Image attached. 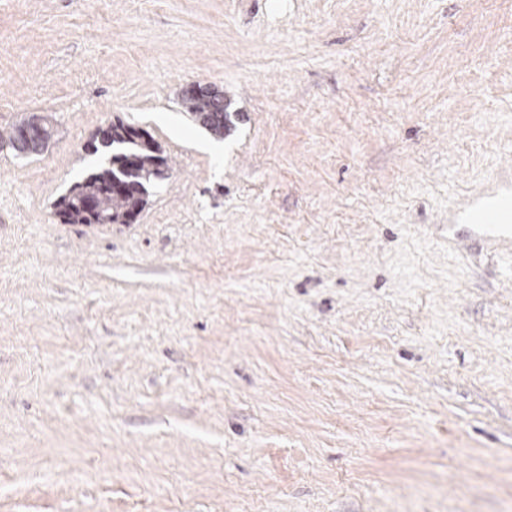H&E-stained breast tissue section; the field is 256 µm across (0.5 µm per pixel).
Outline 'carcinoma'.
<instances>
[{
    "label": "carcinoma",
    "instance_id": "1",
    "mask_svg": "<svg viewBox=\"0 0 512 512\" xmlns=\"http://www.w3.org/2000/svg\"><path fill=\"white\" fill-rule=\"evenodd\" d=\"M187 114L217 137L230 129L232 113L226 111L224 100L203 90L190 89L182 94ZM34 128L30 137L24 134ZM54 128L46 117L30 116L6 132H0V144H5L18 156L37 155L51 141ZM94 151L103 148L110 153L101 165L83 181L75 183L55 203L56 215L64 224H125L129 221L128 201L117 185L148 188L157 181L160 170L169 169L153 140L142 130L116 123L98 132Z\"/></svg>",
    "mask_w": 512,
    "mask_h": 512
}]
</instances>
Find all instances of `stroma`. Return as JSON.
Masks as SVG:
<instances>
[{"label": "stroma", "instance_id": "obj_1", "mask_svg": "<svg viewBox=\"0 0 512 512\" xmlns=\"http://www.w3.org/2000/svg\"><path fill=\"white\" fill-rule=\"evenodd\" d=\"M238 112L216 137L193 85ZM0 512H512V0H0ZM131 224L56 201L115 122ZM27 127H35L34 134L30 137V131L24 130ZM54 135V128L47 117L30 116L24 118L6 132H0V144H5L18 156L37 155L51 141ZM142 133L120 122L98 132L99 146L107 152L112 149V153L106 164L75 183L55 203L56 215L62 223L128 224L129 204L122 193L112 189L116 185L128 186L120 191L129 195L131 206L137 202L140 192L130 187H144L139 200V210L142 209L148 187L157 181L161 169H169L167 158L161 155L154 141ZM99 146L93 145L94 153L99 151ZM90 202L95 203L96 209L88 207ZM448 250L463 256L473 249L489 253L512 250V178H501L494 186L468 197L451 214ZM463 246V248L461 247Z\"/></svg>", "mask_w": 512, "mask_h": 512}]
</instances>
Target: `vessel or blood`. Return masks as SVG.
<instances>
[{
	"instance_id": "vessel-or-blood-1",
	"label": "vessel or blood",
	"mask_w": 512,
	"mask_h": 512,
	"mask_svg": "<svg viewBox=\"0 0 512 512\" xmlns=\"http://www.w3.org/2000/svg\"><path fill=\"white\" fill-rule=\"evenodd\" d=\"M448 249H481L489 253L512 250V178L468 197L451 214Z\"/></svg>"
}]
</instances>
